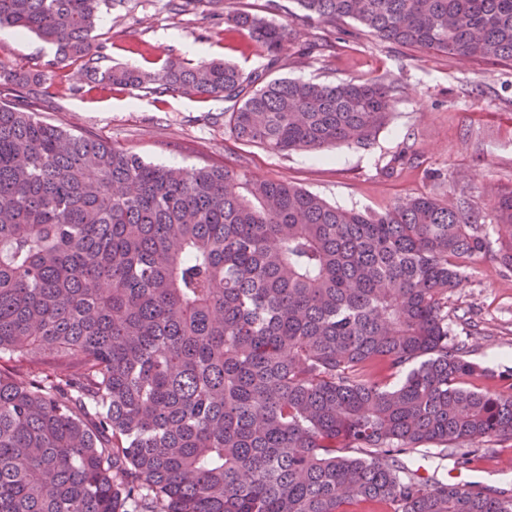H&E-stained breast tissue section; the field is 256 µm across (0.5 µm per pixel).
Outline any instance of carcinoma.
Here are the masks:
<instances>
[{
    "mask_svg": "<svg viewBox=\"0 0 512 512\" xmlns=\"http://www.w3.org/2000/svg\"><path fill=\"white\" fill-rule=\"evenodd\" d=\"M112 0H0L56 46L0 63V512H512V496L399 459L512 439V388L451 336L448 294L488 252L512 272V192L485 216L418 196L339 208L226 167L172 168L38 116L55 73L221 97L237 140L280 154L367 146L398 88L271 78L290 23L224 11L266 63L100 69ZM320 27L512 60V0H297ZM383 363L396 384L375 378Z\"/></svg>",
    "mask_w": 512,
    "mask_h": 512,
    "instance_id": "1",
    "label": "carcinoma"
}]
</instances>
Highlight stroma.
<instances>
[{
	"mask_svg": "<svg viewBox=\"0 0 512 512\" xmlns=\"http://www.w3.org/2000/svg\"><path fill=\"white\" fill-rule=\"evenodd\" d=\"M231 0L235 10L289 22L297 37L286 44L275 77L334 83L380 78L399 86L388 124L366 147L342 145L317 152L275 154L238 141L224 115L223 99L182 94H130L92 87L81 64L61 72L48 123L136 153L167 166H226L248 177L285 181L344 209L381 212L422 195L466 202L490 215L494 197L512 191V61L464 58L391 45L356 35V23L341 29L305 22L296 0ZM321 52L304 55L310 42ZM101 67H159L177 57L195 64L223 59L244 72L262 68L263 51L248 36L228 31L223 17L201 7L177 14L168 0H123L104 11L98 30ZM54 55L33 35L0 28V62L36 68ZM411 163L393 166L403 149ZM448 324L464 340L467 360L480 367L468 384L481 389L512 386V273L492 258L472 265L448 299ZM496 374L487 381L483 370ZM421 474L462 484L477 482L512 495V440L473 443L466 463L442 458L439 449L405 456Z\"/></svg>",
	"mask_w": 512,
	"mask_h": 512,
	"instance_id": "obj_1",
	"label": "stroma"
}]
</instances>
